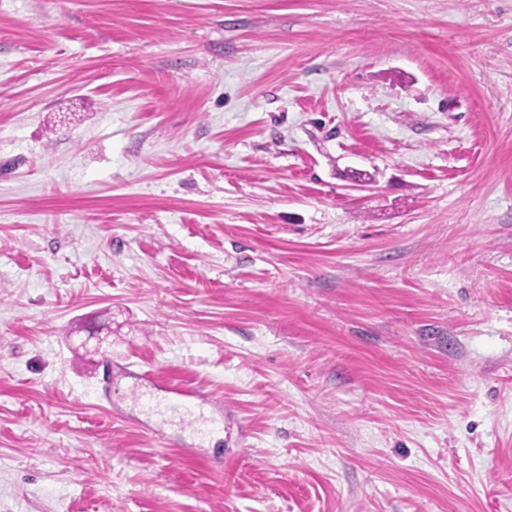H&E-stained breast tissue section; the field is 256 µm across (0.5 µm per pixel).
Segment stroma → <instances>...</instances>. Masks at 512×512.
<instances>
[{
  "mask_svg": "<svg viewBox=\"0 0 512 512\" xmlns=\"http://www.w3.org/2000/svg\"><path fill=\"white\" fill-rule=\"evenodd\" d=\"M0 512H512V0H0Z\"/></svg>",
  "mask_w": 512,
  "mask_h": 512,
  "instance_id": "35a3bbf8",
  "label": "stroma"
}]
</instances>
